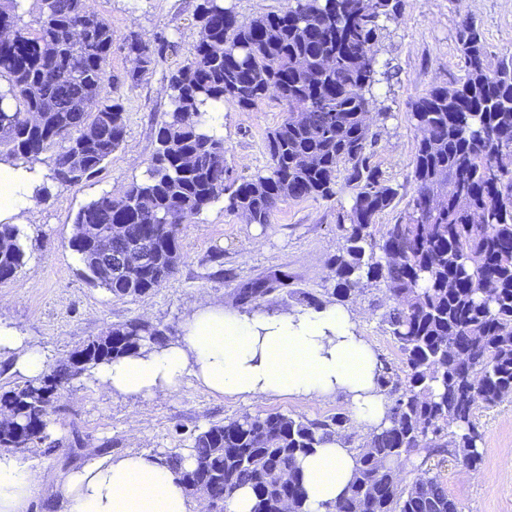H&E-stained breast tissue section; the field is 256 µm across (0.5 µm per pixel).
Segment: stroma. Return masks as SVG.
Segmentation results:
<instances>
[{"label":"stroma","instance_id":"35a3bbf8","mask_svg":"<svg viewBox=\"0 0 512 512\" xmlns=\"http://www.w3.org/2000/svg\"><path fill=\"white\" fill-rule=\"evenodd\" d=\"M198 2L95 0L96 11L116 37L135 30L148 39L166 30L175 33L178 47L137 87H105V95L122 100L126 108L124 146L90 180L50 188L38 218L20 227L25 264L16 279L0 283V320L15 325L41 348L47 362L66 358L106 327L132 318L165 326L170 338H177L200 300H220L226 308H235L239 288L277 271L287 273V289L260 298L257 308L295 306L299 292L319 295L335 286L327 260L339 247L337 217L350 201L349 190L341 185L329 199L281 203L266 224L247 223L227 212L223 202L213 203L184 224L177 269L148 295L118 299L81 275V264L68 247L74 218L101 194L144 177L157 149L156 130L168 118L166 79L190 57L198 40ZM466 16L481 29L492 59L512 55V0H403L398 19L384 23L375 50L392 77L381 84L377 100L389 117L373 127L377 141L371 162L391 184H405L411 171L417 141L411 101L431 86L463 76L455 31ZM284 117L282 106L273 100L248 110L225 103L226 162L234 176L266 173L267 137ZM55 406L49 427L52 450L39 447L28 454L39 478L28 512H58L51 497L54 485L96 455H162L188 447L199 430L246 413L317 418L349 408L340 396L320 402L287 395L244 401L215 397L190 384L170 397L133 399L102 393L86 377L64 390ZM477 423L482 434L480 467L468 470L449 461L440 470L441 479L462 512H512V400L480 410Z\"/></svg>","mask_w":512,"mask_h":512}]
</instances>
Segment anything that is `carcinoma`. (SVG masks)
<instances>
[{
    "label": "carcinoma",
    "instance_id": "cac0c4a2",
    "mask_svg": "<svg viewBox=\"0 0 512 512\" xmlns=\"http://www.w3.org/2000/svg\"><path fill=\"white\" fill-rule=\"evenodd\" d=\"M0 0V161L35 164L55 144L49 178L62 186L98 174L127 137L125 109L102 95L105 84L138 85L177 41L129 32L121 49L136 60L118 77L108 71L115 34L86 0ZM400 0H287L286 7L241 19L224 0H201L200 35L190 58L171 72L169 119L146 177L123 194L106 192L82 207L68 241L94 286L123 299L161 287L181 260V226L211 204L251 224H268L280 203L329 198L338 181L350 206L338 216L341 244L328 260L336 281L324 297L303 293L305 306L344 304L372 288L373 310L398 351L376 379L387 417L354 444L347 412L245 414L213 423L192 438L191 466L175 448L166 462L181 484L208 478L229 501L243 485L253 512H277L272 489L306 512L297 460L339 436L357 456L346 497L331 512H461L430 457L450 455L466 468L482 462L477 412L512 399V56L485 69L484 35L463 18L456 43L464 76L411 103L418 132L413 191L392 224H376L395 207L399 187L370 163L386 119L373 89L389 79L374 50L381 21L399 15ZM270 99L286 117L267 142L268 172L235 178L224 138L199 127L201 113L232 102L250 109ZM41 120L34 125L32 115ZM123 232L112 235V227ZM140 239L154 262L137 278L104 275L106 263H132L128 242ZM0 282L16 278L25 247L15 224H0ZM272 292L268 279L240 289L238 308ZM169 341L167 329L134 318L76 346L38 379L0 392V451L25 454L46 442L56 396L98 364ZM417 471L407 483L403 465Z\"/></svg>",
    "mask_w": 512,
    "mask_h": 512
}]
</instances>
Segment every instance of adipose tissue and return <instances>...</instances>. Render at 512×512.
<instances>
[{"mask_svg": "<svg viewBox=\"0 0 512 512\" xmlns=\"http://www.w3.org/2000/svg\"><path fill=\"white\" fill-rule=\"evenodd\" d=\"M44 184L42 168L0 162V222L36 219ZM0 353L25 378L46 369L42 350L2 322ZM381 368L352 307L239 311L204 302L185 319L178 339L100 364L94 378L103 392L136 399L172 396L188 381L243 400L288 395L317 402L341 394L355 420L371 428L385 417L386 399L376 385ZM355 466L354 452L339 440L300 458L309 512L335 504ZM36 488L24 456L0 453V512H27ZM55 493L62 512H201L163 459L143 452L93 457Z\"/></svg>", "mask_w": 512, "mask_h": 512, "instance_id": "obj_1", "label": "adipose tissue"}]
</instances>
